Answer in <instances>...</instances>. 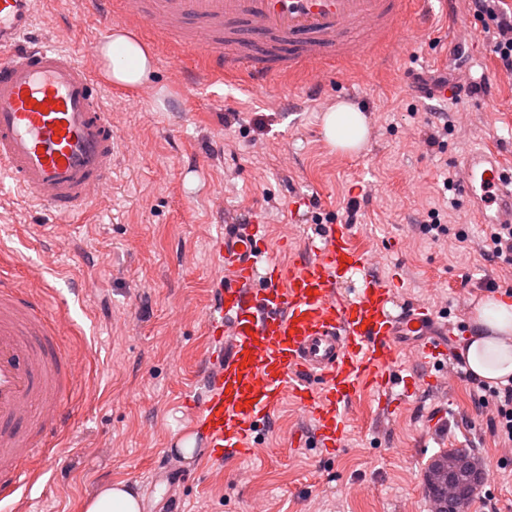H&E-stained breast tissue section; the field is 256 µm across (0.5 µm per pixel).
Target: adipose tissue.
Listing matches in <instances>:
<instances>
[{
	"instance_id": "ef3b65f1",
	"label": "adipose tissue",
	"mask_w": 512,
	"mask_h": 512,
	"mask_svg": "<svg viewBox=\"0 0 512 512\" xmlns=\"http://www.w3.org/2000/svg\"><path fill=\"white\" fill-rule=\"evenodd\" d=\"M101 71L106 81L127 88L148 85L153 56L133 34L113 30L101 50ZM322 129L330 147L356 150L366 135L363 117L341 103L325 112ZM473 329L459 351L474 376L497 384L512 379V297L492 296L474 309ZM138 496L124 484L100 488L84 507L85 512H140Z\"/></svg>"
}]
</instances>
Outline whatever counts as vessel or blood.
<instances>
[{"label": "vessel or blood", "mask_w": 512, "mask_h": 512, "mask_svg": "<svg viewBox=\"0 0 512 512\" xmlns=\"http://www.w3.org/2000/svg\"><path fill=\"white\" fill-rule=\"evenodd\" d=\"M436 1L453 29L467 28L457 0H85L95 15L176 38L208 78L243 76L258 89L276 76L321 88L339 64L414 36ZM31 2L0 0V174L69 218L112 183V113L73 54L26 43ZM457 190L476 223L512 224V171L494 150L464 156ZM351 237L350 225H321L302 261L285 263L261 225L218 232L212 261L224 281L205 314L212 353L204 390L188 402L212 460L256 454L288 398L311 422L315 447L338 448L353 398L404 384L400 355L447 362V321L417 306L392 312L391 289ZM353 274L363 285L342 297ZM80 384L44 301L0 287V500L33 478L29 459L50 455Z\"/></svg>", "instance_id": "vessel-or-blood-1"}]
</instances>
